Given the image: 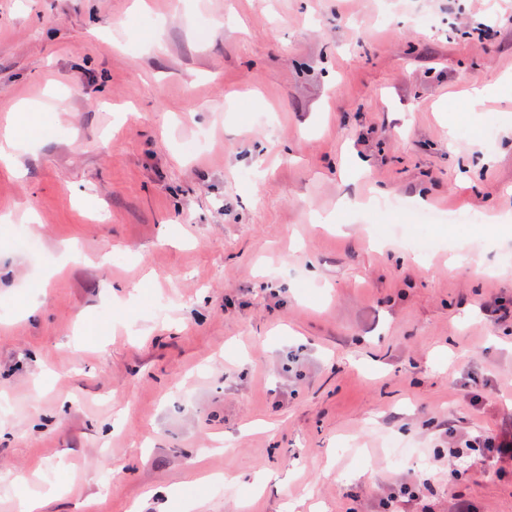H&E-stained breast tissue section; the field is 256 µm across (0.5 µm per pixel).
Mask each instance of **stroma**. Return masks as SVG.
<instances>
[{
    "instance_id": "obj_1",
    "label": "stroma",
    "mask_w": 512,
    "mask_h": 512,
    "mask_svg": "<svg viewBox=\"0 0 512 512\" xmlns=\"http://www.w3.org/2000/svg\"><path fill=\"white\" fill-rule=\"evenodd\" d=\"M42 104L0 160V512H512L448 457L512 427V233L456 220L512 224V0H0V121Z\"/></svg>"
}]
</instances>
